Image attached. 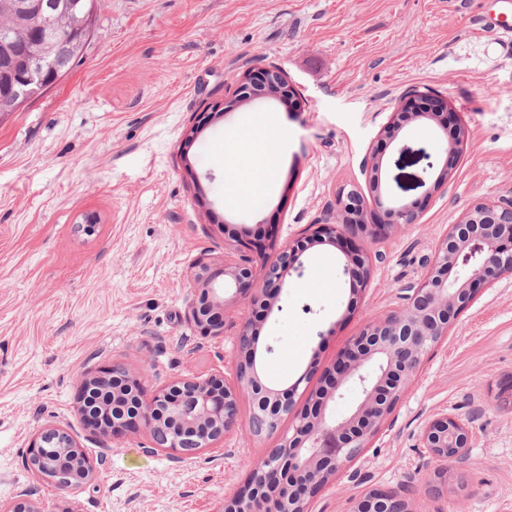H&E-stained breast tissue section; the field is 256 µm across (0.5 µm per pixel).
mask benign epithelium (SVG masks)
I'll use <instances>...</instances> for the list:
<instances>
[{"label": "benign epithelium", "mask_w": 512, "mask_h": 512, "mask_svg": "<svg viewBox=\"0 0 512 512\" xmlns=\"http://www.w3.org/2000/svg\"><path fill=\"white\" fill-rule=\"evenodd\" d=\"M76 9L73 0H15L14 19L26 28L27 38L19 41L0 35V116L24 105L43 89L49 77L66 72L75 47L87 36L89 14L79 18L69 39L61 38L57 30L49 27V18L55 12L73 13ZM262 74L264 80L259 84L252 74L241 77L238 102L260 101L292 110L299 108L281 69L269 66ZM426 97L428 94L418 89L409 91L379 131L384 150L370 152L365 162L370 197L348 193L339 202L346 219L323 224L305 239L281 245L258 272L246 256L239 263L224 265V286L239 288L259 282L253 304L269 316L283 310L278 294L288 277L302 275V256L308 247L342 239L344 230L353 224L352 213L359 215V226L371 235L392 226L418 223L420 212L416 204L400 195L406 189L407 176L391 174L392 168L401 170L427 160L429 179L415 180L416 187L425 189L427 194L446 185L452 173L448 160L433 162L424 150L410 145L408 127H429L447 155L460 154L467 141V131L460 123H448V106L407 111L411 103ZM371 204L383 209V218L377 224L364 223ZM343 255L344 271L365 283L371 274L368 253L347 249ZM511 273L512 201L477 203L450 225L421 278L408 286L406 306L369 322L339 353L328 383L311 393L300 407L296 406L295 391L306 375L282 388L262 381L272 348L258 350L257 320L252 318L244 323L239 336L237 377L232 384L217 376L185 378L146 401L141 383L123 365L114 364L110 374L86 377L81 386L112 390V408L116 409L112 433L142 420L151 435H165L162 441L154 440V450L184 457L222 441L235 425L240 401H249L252 410L247 433L252 437L277 434L279 442L254 465L247 488L226 501L222 512H308L311 499L369 445L422 363L440 339L448 335L461 310L481 289ZM216 305L213 295L191 306L190 318L205 334H217L221 329ZM348 382L359 386L362 400L342 419L329 416V402ZM288 416L292 417V427L282 433L281 421ZM468 441L466 423L453 414L432 420L421 434V447L440 464L464 462ZM26 466L59 489L80 488L91 481L94 473L74 438L65 428L52 424L38 433ZM373 503L387 506L389 512L403 510L402 500L377 491L360 501L356 512Z\"/></svg>", "instance_id": "1"}]
</instances>
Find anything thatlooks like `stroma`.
<instances>
[{"label":"stroma","mask_w":512,"mask_h":512,"mask_svg":"<svg viewBox=\"0 0 512 512\" xmlns=\"http://www.w3.org/2000/svg\"><path fill=\"white\" fill-rule=\"evenodd\" d=\"M495 0H99L82 59L54 86L0 117V502L29 489L39 512H219L249 481L272 437L238 425L192 458L150 452L149 428L102 438L82 420V376L129 367L154 392L184 376L234 382L238 336L256 288L225 289L224 328L188 319L207 267L255 256L341 217V195L368 193L364 162L413 89L448 103L468 132L452 178L407 191L419 223L349 234L371 257L353 290L332 243L311 246L258 344L265 376L300 380L298 399L367 320L400 308L450 224L478 202L512 200V43L475 25ZM283 69L301 107L233 103L244 73ZM268 117L271 170L245 203L229 160ZM455 414L465 462L438 466L420 436ZM65 427L94 466L61 491L25 466L48 424ZM374 490L408 512H512V274L458 316L368 448L313 499L351 512Z\"/></svg>","instance_id":"35a3bbf8"}]
</instances>
